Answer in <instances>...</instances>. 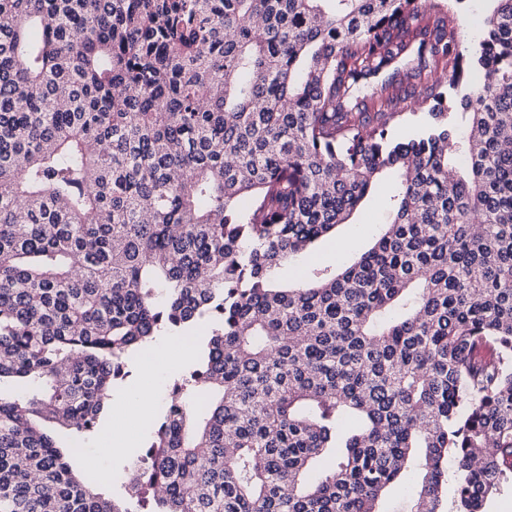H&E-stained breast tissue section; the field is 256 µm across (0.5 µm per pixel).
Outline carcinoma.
<instances>
[{
  "label": "carcinoma",
  "mask_w": 512,
  "mask_h": 512,
  "mask_svg": "<svg viewBox=\"0 0 512 512\" xmlns=\"http://www.w3.org/2000/svg\"><path fill=\"white\" fill-rule=\"evenodd\" d=\"M462 2L0 0V512H488L512 0L467 50ZM389 171L372 246L311 260ZM160 336L197 358L114 491L77 457Z\"/></svg>",
  "instance_id": "1"
}]
</instances>
